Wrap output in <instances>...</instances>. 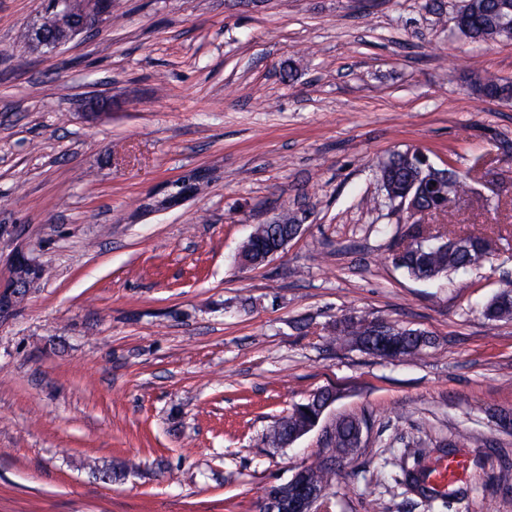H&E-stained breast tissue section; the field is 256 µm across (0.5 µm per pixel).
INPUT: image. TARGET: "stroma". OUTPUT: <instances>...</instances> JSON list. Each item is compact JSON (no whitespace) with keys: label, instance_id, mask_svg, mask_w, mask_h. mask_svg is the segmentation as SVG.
Masks as SVG:
<instances>
[{"label":"stroma","instance_id":"stroma-1","mask_svg":"<svg viewBox=\"0 0 512 512\" xmlns=\"http://www.w3.org/2000/svg\"><path fill=\"white\" fill-rule=\"evenodd\" d=\"M112 0L60 52L21 41L40 0H0V281L22 250L47 274L0 322V512H259L264 488L322 446L264 436L332 387L327 419L366 414L331 512H512V322L483 306L512 279V104L467 76L512 80V38L465 39L461 0ZM111 100L92 114L85 104ZM422 148L481 179L459 234L491 262L443 284L387 257L407 227L374 177ZM205 172L180 206L141 211ZM302 234L267 265L234 256L274 210ZM250 306H242V299ZM356 316L429 332L417 361L330 341ZM306 320L307 330L297 328ZM467 433L465 496L427 503L391 459ZM129 465L116 481L91 464Z\"/></svg>","mask_w":512,"mask_h":512}]
</instances>
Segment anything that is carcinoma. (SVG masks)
<instances>
[{
  "label": "carcinoma",
  "instance_id": "carcinoma-1",
  "mask_svg": "<svg viewBox=\"0 0 512 512\" xmlns=\"http://www.w3.org/2000/svg\"><path fill=\"white\" fill-rule=\"evenodd\" d=\"M497 0H463L458 10L457 30L475 42H489L511 38L512 31L500 27L495 21ZM471 90L479 97L512 101V81L487 70L478 74L471 82ZM436 167L428 164L417 150L408 148L392 153L377 166L375 176L386 195L388 204L398 205L406 193L422 192L420 202L429 207L433 195L441 191L450 192L461 201L469 196V176L452 168L445 169L448 179L434 180L432 171ZM298 231L297 214L284 212L282 223L272 228L258 224L242 243L239 254L250 262L260 265L265 255L289 236ZM421 225L408 226L411 242L392 248L388 255L391 265L415 280L440 281L461 269L478 266L488 260V239L474 235L439 236L424 244L416 242ZM484 319L490 322L512 320V282L489 302L483 310ZM332 342L339 346H357L375 356L413 361L421 358L435 344L428 333L386 324L382 335L370 333L364 319L346 317L333 326ZM338 395L333 388L321 389L302 402L295 403L281 415L270 429L266 441L273 447H284L288 440L300 435L311 423L315 409L322 407L330 396ZM367 427L363 415L339 417L326 429L324 451L304 467V484L311 489L326 490L324 497L310 503V512H328L330 499L336 496V484L340 471L336 460L349 449L361 444L359 433ZM397 473L404 476L409 488L423 498L434 496L426 485L423 470L408 467L402 460L392 463Z\"/></svg>",
  "mask_w": 512,
  "mask_h": 512
}]
</instances>
